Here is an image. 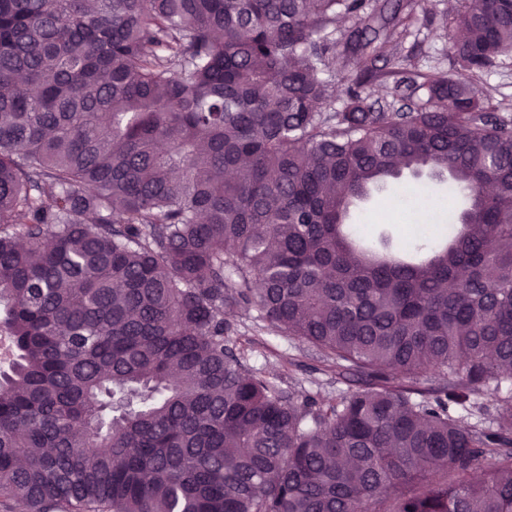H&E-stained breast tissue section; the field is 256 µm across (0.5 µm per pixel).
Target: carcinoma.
Masks as SVG:
<instances>
[{
	"mask_svg": "<svg viewBox=\"0 0 512 512\" xmlns=\"http://www.w3.org/2000/svg\"><path fill=\"white\" fill-rule=\"evenodd\" d=\"M426 2L0 0V512H512V120L385 56ZM448 52L512 54V0ZM424 168L468 207L358 246L350 207ZM243 304L362 387L285 393L226 345ZM485 387L492 431L451 412ZM322 78L328 81L332 86L336 89L335 101L333 103V107L336 110L342 108L344 100L346 99L345 91L348 86L346 81H344V71L341 64V60L336 58V64H333L329 68H325L322 74Z\"/></svg>",
	"mask_w": 512,
	"mask_h": 512,
	"instance_id": "carcinoma-1",
	"label": "carcinoma"
}]
</instances>
